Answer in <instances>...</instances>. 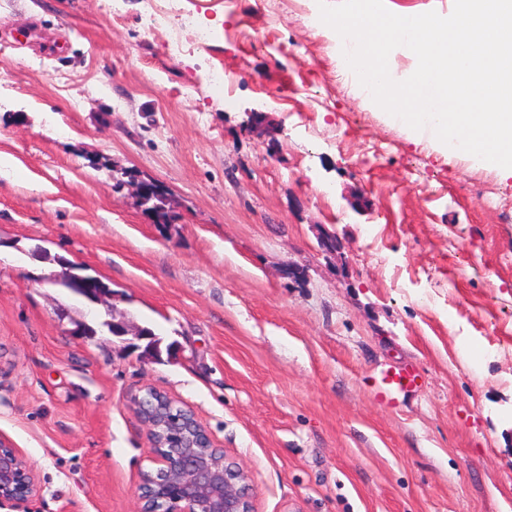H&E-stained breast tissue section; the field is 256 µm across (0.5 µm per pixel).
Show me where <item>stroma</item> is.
<instances>
[{
	"mask_svg": "<svg viewBox=\"0 0 512 512\" xmlns=\"http://www.w3.org/2000/svg\"><path fill=\"white\" fill-rule=\"evenodd\" d=\"M141 11L0 0V437L37 469L32 512H137L148 387L255 512H512V178L369 104L317 0L215 6L220 39L177 61ZM57 256L168 355L76 335L91 305L46 284ZM405 366L419 386L380 403Z\"/></svg>",
	"mask_w": 512,
	"mask_h": 512,
	"instance_id": "35a3bbf8",
	"label": "stroma"
}]
</instances>
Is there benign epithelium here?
I'll return each mask as SVG.
<instances>
[{"mask_svg":"<svg viewBox=\"0 0 512 512\" xmlns=\"http://www.w3.org/2000/svg\"><path fill=\"white\" fill-rule=\"evenodd\" d=\"M57 271L50 283L72 286V292L110 313L105 298L108 291L93 288L75 273L73 264L58 261ZM82 334L96 336L107 332L113 336H130L136 341L146 338L144 329L127 328L114 318L80 325ZM136 414L147 429L153 456L152 463L166 474V481L148 490L141 489L142 506L139 512H253L247 475L239 465L224 456V449L210 456L195 446L193 438L178 428L181 418L170 414L162 417L143 411L141 397L133 399ZM41 491L34 466L18 448L0 439V505L14 512L25 509Z\"/></svg>","mask_w":512,"mask_h":512,"instance_id":"obj_1","label":"benign epithelium"}]
</instances>
